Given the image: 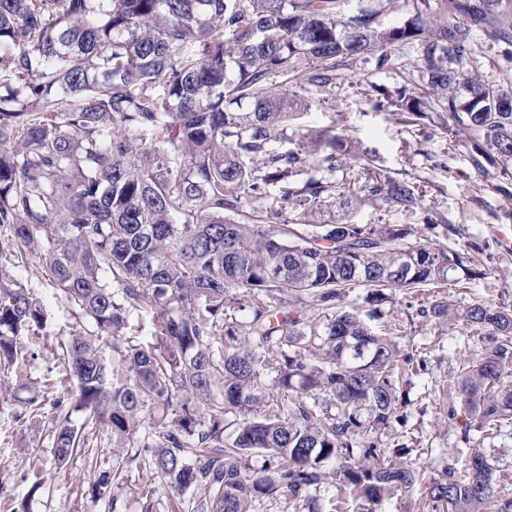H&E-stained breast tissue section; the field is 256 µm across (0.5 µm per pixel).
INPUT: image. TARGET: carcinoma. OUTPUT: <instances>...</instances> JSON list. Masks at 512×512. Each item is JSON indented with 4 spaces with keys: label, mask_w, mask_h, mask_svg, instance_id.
Returning <instances> with one entry per match:
<instances>
[{
    "label": "carcinoma",
    "mask_w": 512,
    "mask_h": 512,
    "mask_svg": "<svg viewBox=\"0 0 512 512\" xmlns=\"http://www.w3.org/2000/svg\"><path fill=\"white\" fill-rule=\"evenodd\" d=\"M0 0V363L43 328V305L4 270L40 268L96 325L61 344L74 409L140 447L195 512H254L286 497L317 512H384L418 494V512H488L497 469L475 448L425 480L386 431L408 421L400 385L427 374L397 325L376 329L398 291L476 278L466 253L422 241L412 224H363L364 205L443 210L336 124L299 128L324 92L349 85L395 121L467 135L475 167L496 168L511 198L512 89L473 67L478 39L512 62V0ZM403 16L386 24L387 12ZM417 49L395 94L357 67H393ZM293 147H288V144ZM342 176L335 177L336 173ZM368 289L361 312L343 299ZM155 314V340L121 339L131 310ZM251 312L248 341L236 314ZM417 316L462 325L480 353L464 363L448 423L512 425V309L436 295ZM112 338L107 360L103 338ZM274 374L271 382L265 376ZM237 417L224 439V416ZM58 468L84 443L52 431ZM262 454L273 468L246 472ZM121 471L99 473L104 496Z\"/></svg>",
    "instance_id": "cac0c4a2"
}]
</instances>
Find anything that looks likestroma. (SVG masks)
<instances>
[{"label": "stroma", "instance_id": "obj_1", "mask_svg": "<svg viewBox=\"0 0 512 512\" xmlns=\"http://www.w3.org/2000/svg\"><path fill=\"white\" fill-rule=\"evenodd\" d=\"M332 121L374 149L384 169L419 179L428 197L454 222L446 244L468 249L480 276L445 289L449 302L464 306L484 300L512 306V251L507 248L512 242V207L492 189L496 168L482 172L474 166L465 135L396 123L373 111L358 90L348 86L330 91L325 104L313 105L297 119L301 126ZM438 159L447 160V167L435 168ZM8 272L42 303L47 321L39 335L23 339L30 358L21 366L0 369V512H194L191 492L168 488L149 469L145 449L129 441L114 444L110 429L85 425L83 414L70 405L76 382L58 367V344L76 331L96 336L97 327L77 319L73 305L36 261L9 266ZM410 301V296L396 294L391 319L401 325L402 348H427L429 374L438 390L429 396L423 384H416L410 392L411 418L407 425L391 429L389 441L411 446L413 458L430 477L436 473L431 453H451L462 445L460 430L448 425V403L461 364L480 351L481 343L465 340L452 327L445 335H435L432 325L412 318ZM65 416L82 427L88 446L60 470L50 433ZM116 462L124 469L122 485L109 495L96 496L95 475Z\"/></svg>", "mask_w": 512, "mask_h": 512}]
</instances>
